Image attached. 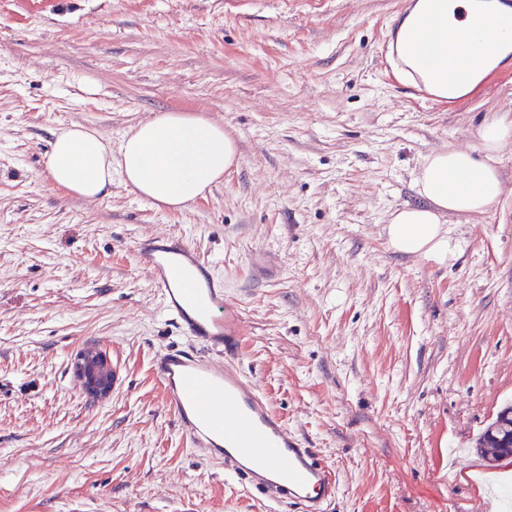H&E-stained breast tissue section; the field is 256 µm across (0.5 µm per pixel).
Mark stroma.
Masks as SVG:
<instances>
[{
	"mask_svg": "<svg viewBox=\"0 0 512 512\" xmlns=\"http://www.w3.org/2000/svg\"><path fill=\"white\" fill-rule=\"evenodd\" d=\"M407 0H0V512H293L182 437L153 359L192 344L143 240L177 237L244 318L230 361L339 476L326 512H501L512 464L478 434L512 403V138L499 201L449 215L445 260L388 246L422 158L484 160L512 66L454 108L388 57ZM94 80L95 94L82 92ZM176 110L235 136L237 167L166 209L113 176L46 172L54 132L112 145ZM88 347L119 379L87 395Z\"/></svg>",
	"mask_w": 512,
	"mask_h": 512,
	"instance_id": "obj_1",
	"label": "stroma"
}]
</instances>
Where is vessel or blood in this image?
<instances>
[{
  "label": "vessel or blood",
  "instance_id": "vessel-or-blood-1",
  "mask_svg": "<svg viewBox=\"0 0 512 512\" xmlns=\"http://www.w3.org/2000/svg\"><path fill=\"white\" fill-rule=\"evenodd\" d=\"M472 6L480 25L512 31V0H472ZM472 40V33L448 31V53L458 62L454 81L486 78L499 69L504 43L476 46ZM139 259L151 271L166 315L203 346L199 352L171 350L154 362L181 435L269 499L298 505L301 512H323L324 503L336 497L334 469L289 437L281 417L239 370L209 357L231 352L242 334L240 312L225 298L223 282L212 277L195 249L171 247L163 238L142 244Z\"/></svg>",
  "mask_w": 512,
  "mask_h": 512
}]
</instances>
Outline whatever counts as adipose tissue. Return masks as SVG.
<instances>
[{"label": "adipose tissue", "instance_id": "obj_1", "mask_svg": "<svg viewBox=\"0 0 512 512\" xmlns=\"http://www.w3.org/2000/svg\"><path fill=\"white\" fill-rule=\"evenodd\" d=\"M468 0H416L401 25L397 59L401 77L418 76L431 94L448 95V53L440 40L449 27L469 26ZM239 161L237 143L223 127L181 112H163L137 125L112 149L95 130L76 124L55 133L47 159L54 186L83 198L105 195L113 175L140 196L172 210L204 197ZM423 202L389 217L393 251L446 257L447 216L480 214L498 202L496 169L470 153L443 149L426 156L416 180Z\"/></svg>", "mask_w": 512, "mask_h": 512}]
</instances>
